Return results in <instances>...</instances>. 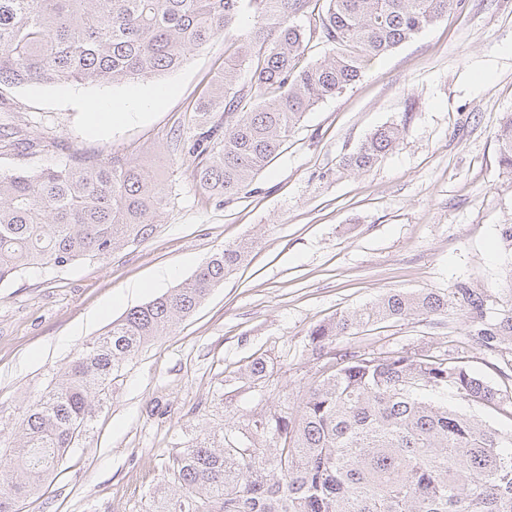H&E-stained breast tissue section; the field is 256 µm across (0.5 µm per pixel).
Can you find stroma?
Instances as JSON below:
<instances>
[{"instance_id": "35a3bbf8", "label": "stroma", "mask_w": 512, "mask_h": 512, "mask_svg": "<svg viewBox=\"0 0 512 512\" xmlns=\"http://www.w3.org/2000/svg\"><path fill=\"white\" fill-rule=\"evenodd\" d=\"M251 15H242L247 30ZM238 31L188 53L176 71L116 85L33 84L0 96V134L23 124L49 136L33 155L0 150V171L119 155L144 164L170 204L141 244L102 262L54 273L29 270L0 287V433L19 438V413L83 344L133 307L184 280L225 246L255 242L244 264L196 310L130 360L80 447L60 457L44 490L21 512H147L168 462L206 425L298 409L332 354L408 351L464 358L501 385L504 360L475 351L457 306L341 337L327 350L310 330L389 291L449 292L457 282L512 299V176L498 163L495 132L512 112V0H463L415 37L367 65L353 85L306 112L255 189L225 204L175 151L193 106ZM164 91L133 121L98 124L90 102ZM397 123L398 146L368 172L344 169L377 127ZM264 359L268 373L245 370Z\"/></svg>"}]
</instances>
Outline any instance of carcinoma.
Wrapping results in <instances>:
<instances>
[{
	"instance_id": "carcinoma-1",
	"label": "carcinoma",
	"mask_w": 512,
	"mask_h": 512,
	"mask_svg": "<svg viewBox=\"0 0 512 512\" xmlns=\"http://www.w3.org/2000/svg\"><path fill=\"white\" fill-rule=\"evenodd\" d=\"M462 0H0V84H119L179 69L249 13L224 69L176 141L199 186L230 203L288 141L304 114L356 82L375 58L413 38ZM307 24L295 23L298 16ZM322 57L307 58L312 42ZM246 70L250 79L241 83ZM403 127L376 129L343 166L363 173L396 148ZM512 173V113L497 131ZM169 197L121 156L0 172V286L30 269L104 261L143 242ZM251 243L226 246L173 290L130 309L74 356L65 375L26 406L0 466V512L41 491L57 459L90 430L126 362L190 315L239 267ZM456 302L474 350L512 346V305L459 282L449 293L390 291L314 327L318 350L379 322L432 316ZM502 390L448 354H344L300 409L255 414L230 434L202 429L170 458L178 497L154 512H512V431L464 409L498 408Z\"/></svg>"
}]
</instances>
